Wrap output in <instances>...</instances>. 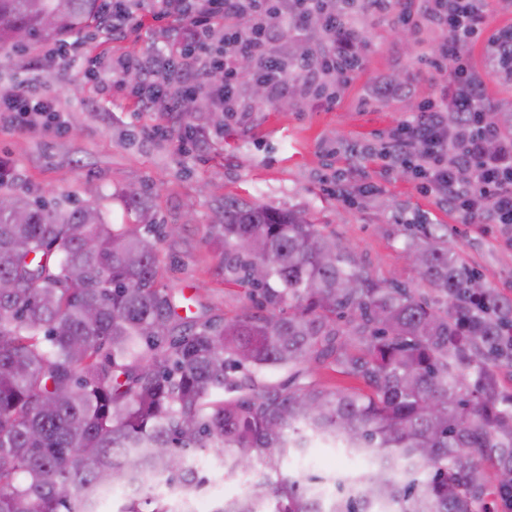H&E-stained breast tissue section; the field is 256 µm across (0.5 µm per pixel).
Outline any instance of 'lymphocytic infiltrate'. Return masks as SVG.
Returning <instances> with one entry per match:
<instances>
[{
    "label": "lymphocytic infiltrate",
    "instance_id": "f902f5d3",
    "mask_svg": "<svg viewBox=\"0 0 512 512\" xmlns=\"http://www.w3.org/2000/svg\"><path fill=\"white\" fill-rule=\"evenodd\" d=\"M153 17L166 22L169 38L164 50L135 62H118L107 70L84 61L87 76L98 83L123 88L124 73L136 67L142 80L132 94L146 110L175 111V97L207 90L214 108L223 112H248L252 105L243 95L240 59L255 61L253 80L263 85L269 98L291 90L286 81V60L277 44L284 33L306 32L311 16L327 13V43L303 49L296 67L303 93L314 103L332 107V87L346 83L360 68L361 29L358 13L396 15L413 26L424 15L446 35L431 65L450 78L452 89L443 100L418 104L417 115L405 122L392 148L396 160L414 163L425 188L471 223L487 219L512 224V136L506 137L483 124L486 108L482 81L468 66L465 51L486 29L490 0H357L343 13L326 10V0H152ZM223 25L225 44L214 49L210 35ZM220 71V84H206L211 71ZM53 99L37 90L0 92V115L21 130L32 131L41 115L55 112ZM456 113L457 127L449 129L448 115Z\"/></svg>",
    "mask_w": 512,
    "mask_h": 512
}]
</instances>
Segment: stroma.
Listing matches in <instances>:
<instances>
[{
	"label": "stroma",
	"instance_id": "obj_1",
	"mask_svg": "<svg viewBox=\"0 0 512 512\" xmlns=\"http://www.w3.org/2000/svg\"><path fill=\"white\" fill-rule=\"evenodd\" d=\"M139 24L125 38L84 39V49L108 67L122 57H140L164 45V31L151 18V0H135ZM512 27V0H496L484 38L466 50L483 82L486 104L512 112V79L490 72L489 35ZM363 64L338 88L333 107L294 98L292 107L266 99L254 111L210 127L204 145L156 134L159 126L187 125L181 114L140 112L124 95L83 76L67 60L49 59L39 44L0 59V91L21 85L43 88L56 100L63 131H19L0 125V161L15 186L98 206L113 224L133 219L120 190L148 191L154 221L178 225L177 235L158 243L162 273L157 287L173 292L198 320L230 319L266 308L249 285L224 281L219 253L209 242L224 202L236 199L276 209L307 211L318 228L335 236L376 281L395 280L425 297L432 289L409 260L405 242L413 225H440L454 248L490 288L512 298V226L464 222L417 179L388 167L385 154L399 124L412 120L417 103L439 98L446 87L429 63L444 38L423 28L411 42L392 18L362 16ZM389 81L409 86L398 98H378L374 87ZM372 185L361 193L362 185ZM357 188L352 202L339 186ZM263 380L285 388L315 384L358 387L331 360L292 372L271 368Z\"/></svg>",
	"mask_w": 512,
	"mask_h": 512
}]
</instances>
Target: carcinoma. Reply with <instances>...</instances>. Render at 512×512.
<instances>
[{
    "label": "carcinoma",
    "mask_w": 512,
    "mask_h": 512,
    "mask_svg": "<svg viewBox=\"0 0 512 512\" xmlns=\"http://www.w3.org/2000/svg\"><path fill=\"white\" fill-rule=\"evenodd\" d=\"M102 22L99 0H0V55L62 42ZM191 131L209 118L194 115ZM0 512H99L136 476L191 494L215 468L264 479L216 512H322L307 478L282 462L314 441L377 460L331 512H485L481 465L512 499V395L487 361L512 363V299L444 245L408 237L435 292L372 280L303 211L231 201L210 227L224 281L247 284L271 309L198 322L157 289L151 199L124 190L132 224L15 188L0 174ZM261 266L265 278L253 277ZM289 303L286 317L274 309ZM332 359L363 389L262 383L270 368ZM172 512L144 489L114 512Z\"/></svg>",
    "instance_id": "1"
}]
</instances>
